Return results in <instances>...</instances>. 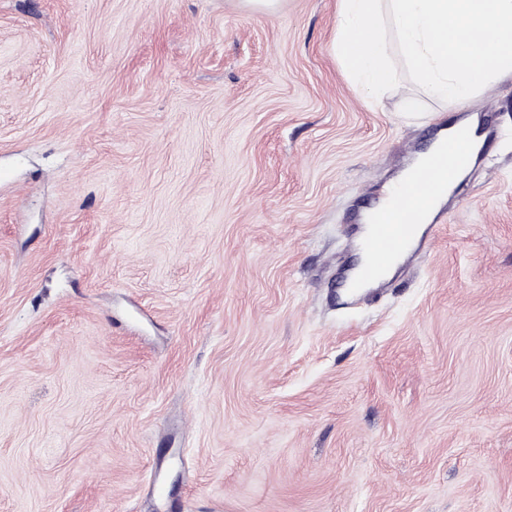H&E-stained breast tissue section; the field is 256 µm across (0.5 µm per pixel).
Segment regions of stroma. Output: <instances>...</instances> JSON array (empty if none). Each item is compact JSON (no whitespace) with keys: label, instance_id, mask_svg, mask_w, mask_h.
<instances>
[{"label":"stroma","instance_id":"obj_1","mask_svg":"<svg viewBox=\"0 0 512 512\" xmlns=\"http://www.w3.org/2000/svg\"><path fill=\"white\" fill-rule=\"evenodd\" d=\"M338 11L0 0V512H512V79L408 119ZM464 111L426 255L337 299Z\"/></svg>","mask_w":512,"mask_h":512}]
</instances>
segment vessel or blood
<instances>
[{"instance_id":"vessel-or-blood-1","label":"vessel or blood","mask_w":512,"mask_h":512,"mask_svg":"<svg viewBox=\"0 0 512 512\" xmlns=\"http://www.w3.org/2000/svg\"><path fill=\"white\" fill-rule=\"evenodd\" d=\"M472 128L469 120L457 121L447 142L414 167L403 182L395 184L387 192L385 204L375 208L368 226L358 233L365 260L342 277L347 299L356 302L387 288L389 268L413 262L423 250L419 227L430 216L438 222L444 220V213L435 205L447 195L449 180L468 156Z\"/></svg>"}]
</instances>
